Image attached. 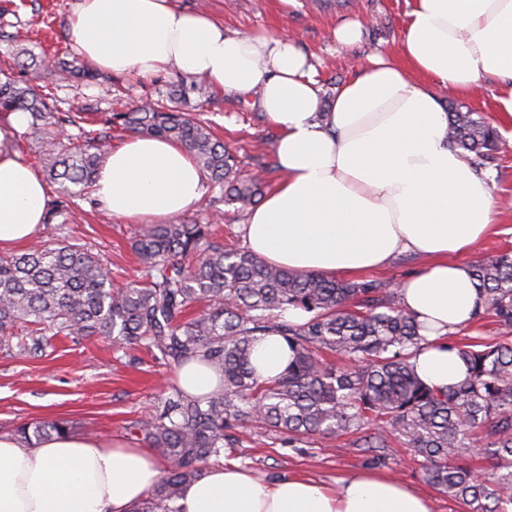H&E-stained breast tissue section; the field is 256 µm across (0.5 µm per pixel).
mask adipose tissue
<instances>
[{
  "mask_svg": "<svg viewBox=\"0 0 512 512\" xmlns=\"http://www.w3.org/2000/svg\"><path fill=\"white\" fill-rule=\"evenodd\" d=\"M73 43L98 70L149 76L167 68L206 76L230 94L258 91L276 132L284 174L242 226L250 250L271 264L333 275L384 268L401 253L425 259L399 286L402 307L423 325L426 345L410 359L443 389L467 368L449 341L481 304L458 257L493 230L488 175L448 141L439 95H470L498 79L497 109L512 116V0H411L400 58L375 56L322 111L311 66L286 34H234L172 0H78ZM30 116L0 119V250L39 234L48 186L15 149ZM204 194V175L174 142L130 139L112 148L95 196L130 224H164ZM291 358L283 336L266 334L251 355L260 379ZM221 375L198 358L172 381L199 397ZM153 449L65 433L36 446L0 433V512H131L163 475ZM180 512H431L428 498L390 476L360 472L326 484L286 474L258 476L236 464L208 467L187 484Z\"/></svg>",
  "mask_w": 512,
  "mask_h": 512,
  "instance_id": "adipose-tissue-1",
  "label": "adipose tissue"
}]
</instances>
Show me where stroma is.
<instances>
[{
  "label": "stroma",
  "mask_w": 512,
  "mask_h": 512,
  "mask_svg": "<svg viewBox=\"0 0 512 512\" xmlns=\"http://www.w3.org/2000/svg\"><path fill=\"white\" fill-rule=\"evenodd\" d=\"M77 0H0V69L11 64L10 35H20L34 53L73 51L69 18ZM176 6L210 14L225 32L251 34L275 31L292 35L313 65L312 75L321 94L336 91L353 79L361 60L373 54L396 55L402 36L407 0H174ZM347 21L362 25L361 39L351 48L336 44L333 31ZM193 77L169 69L150 77L121 73L112 96L98 86L58 81L50 90L57 107L68 111L86 107L101 112L119 111L146 97L185 89L183 111L207 122L212 132L244 162L248 173H261L275 187L281 173L273 144L275 131L256 105L255 95H234L214 90L211 100L193 92ZM497 82L482 79L475 95L461 98L465 108L498 127L502 147L486 172L496 204V232L462 255L465 264L512 252V120L492 109ZM134 225L113 216L96 198L79 201L66 228L45 225L39 238L56 246L69 235L98 254L114 285L138 277L131 249ZM172 366L156 360L146 349L125 347L93 336L55 337L46 356L17 358L0 351V433L22 422L67 419L76 433L112 439H133L134 421L151 411L172 385ZM353 435L324 441L306 439L288 448L272 433L253 427L235 447L225 449L224 463H234L257 474L275 478L294 473L327 483L360 470L379 471L407 483L427 496L431 512H467L422 477V458L397 438L394 456L371 461L352 448Z\"/></svg>",
  "instance_id": "1"
}]
</instances>
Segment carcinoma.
Masks as SVG:
<instances>
[{
	"mask_svg": "<svg viewBox=\"0 0 512 512\" xmlns=\"http://www.w3.org/2000/svg\"><path fill=\"white\" fill-rule=\"evenodd\" d=\"M17 66L36 75L101 84L112 79L77 58L56 53L38 58L20 45ZM30 114L29 135L41 143L50 181L65 200L48 211L47 223L70 214L73 199L93 191L108 134L83 127V111L54 112L47 94L30 82L0 78V115ZM448 139L476 169L500 150L496 127L476 112L448 102ZM120 137H164L179 143L204 174L220 186L224 202L245 211L264 195L255 176H241V162L202 121L162 99L146 100L104 116ZM77 133L62 135V128ZM211 221L145 224L132 249L141 276L120 287L103 274L94 253L62 242L35 244L0 255V350L37 356L54 336H100L119 345L142 346L169 365L197 357L220 371L223 385L194 397L180 388L159 399L134 422L139 440L161 452L167 466L160 482L132 512H179L183 487L199 479L224 447L239 441L235 430L258 421L288 445L310 436L335 440L364 431L356 452L376 458L394 453L404 436L424 459V480L463 502L470 512H508L512 506V255L471 265L481 296L475 317L491 315L499 340L457 346L467 366L464 380L442 390L427 386L409 362L425 341L415 316L394 303L395 291L380 280L341 281L283 270L248 250H226L213 240ZM293 306L310 314L301 324L277 322ZM283 336L293 357L277 378L261 382L251 365L254 341L270 331ZM340 357L327 363L321 354ZM73 430L66 419L30 421L15 435L28 445ZM501 473L493 481L448 457L473 456L475 443Z\"/></svg>",
	"mask_w": 512,
	"mask_h": 512,
	"instance_id": "cac0c4a2",
	"label": "carcinoma"
}]
</instances>
